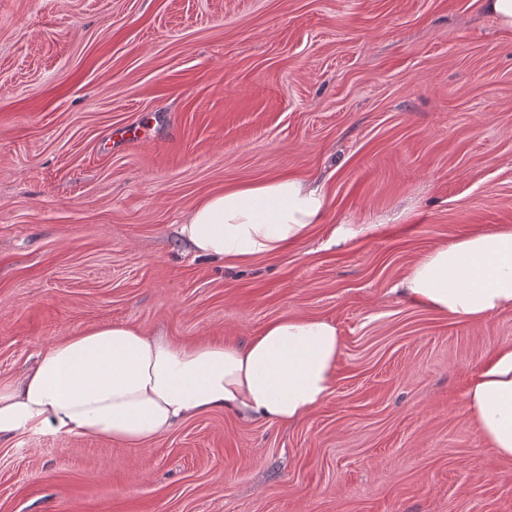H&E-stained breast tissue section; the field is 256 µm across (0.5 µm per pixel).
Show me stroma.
<instances>
[{"mask_svg":"<svg viewBox=\"0 0 512 512\" xmlns=\"http://www.w3.org/2000/svg\"><path fill=\"white\" fill-rule=\"evenodd\" d=\"M296 176L328 207L235 265L177 228ZM369 224L342 247L334 227ZM512 226V30L482 0H0V382L126 323L241 344L333 320L332 395L285 427L216 410L143 448L0 441V512H512V461L462 392L512 310L453 321L394 291L437 244Z\"/></svg>","mask_w":512,"mask_h":512,"instance_id":"stroma-1","label":"stroma"}]
</instances>
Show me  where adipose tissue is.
Wrapping results in <instances>:
<instances>
[{
	"label": "adipose tissue",
	"mask_w": 512,
	"mask_h": 512,
	"mask_svg": "<svg viewBox=\"0 0 512 512\" xmlns=\"http://www.w3.org/2000/svg\"><path fill=\"white\" fill-rule=\"evenodd\" d=\"M327 208L321 186L275 177L210 194L179 227L195 256L246 261L304 240ZM415 304L478 324L512 310V227L436 245L397 286ZM342 341L328 319L289 315L244 345H179L131 324L58 339L19 380L0 383V440L104 436L141 448L189 418L227 410L291 426L333 393ZM468 417L512 460V346L498 348L462 395Z\"/></svg>",
	"instance_id": "ef3b65f1"
}]
</instances>
